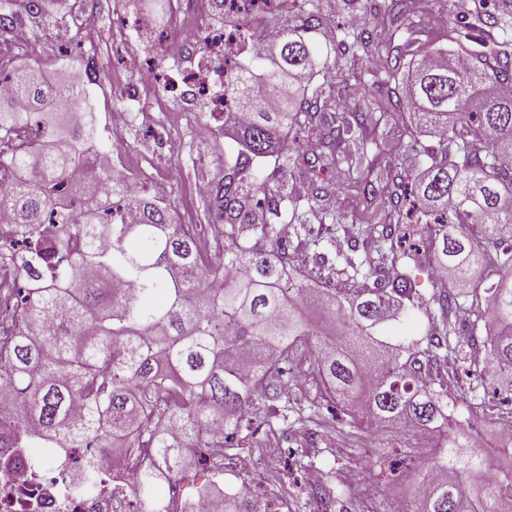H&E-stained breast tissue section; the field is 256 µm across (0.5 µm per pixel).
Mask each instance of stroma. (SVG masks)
Segmentation results:
<instances>
[{
  "mask_svg": "<svg viewBox=\"0 0 512 512\" xmlns=\"http://www.w3.org/2000/svg\"><path fill=\"white\" fill-rule=\"evenodd\" d=\"M384 0H287L283 9L274 11V20H288L300 24L306 12L318 9L326 28L335 30L336 40L324 36L312 40L317 63L332 66L333 87L329 91L332 109L351 112L358 108L362 97L358 84H366L381 122L372 133L375 141L368 150L369 157L400 158L409 177H416L430 164L429 150L438 148V136L430 128L418 129L407 115L388 108V86L381 68L384 58L370 61L362 55L345 56L339 48V38L354 29L360 17H378L372 26L373 35L390 30L391 36L383 41L384 50L407 45L414 53H422L431 41L447 47L449 58H456L457 46L451 36L463 31L481 37L484 41L512 35V0H488L487 9L505 11L507 30H487L483 20L476 15H461L442 0H406L411 13L430 17V24L403 29L393 21L391 14L382 8ZM46 13L72 17L69 29L51 26L31 28L29 54L37 59L49 82L61 78L55 64L60 46H67L73 65L95 63L102 73L98 86L90 90L87 107L96 117L122 109L128 112V121L113 128L112 136L100 142L103 151H111L113 142H120L129 165L121 169V176L136 172L148 192L158 193L170 204L172 215L179 224H208L213 214L205 196L190 193L193 184L215 182L224 175L228 162L234 158L238 146L230 138L218 136L217 140L202 143L195 136V127L202 120L199 112L184 111L180 102L166 98L161 86H136L134 97H126L127 84H135L134 74H122L126 58L134 52L150 54L154 66L161 73L174 76L190 67L202 55L204 44L196 42L193 49L182 43V29L169 13L160 11L155 0H43ZM95 17V26L83 31L75 19L83 13ZM149 18V27L132 25L131 17ZM341 59V66H334V59ZM417 142V150H410V142ZM261 177L277 176L288 185L289 194L298 200H307L314 181L334 183L333 213L339 214L341 223L311 215L307 224L309 246L291 242V262L313 276L317 283L331 281L343 285L342 275L347 262L370 259L372 267L383 264L377 252V237L368 228L374 217L382 211L387 200L382 188L386 177L372 174L361 181L346 178L327 167L311 176L291 168L275 170L273 162L260 166ZM407 272L415 281L419 293L403 335L420 338L433 329L425 313L433 297L439 293L431 276V261L426 254L409 253ZM467 326L474 330L475 342L464 345L458 355L450 356L429 365L433 378L441 380L448 388L449 397L458 399L469 383L470 368L484 363L485 350L482 338L489 332L486 318L466 312L453 317L452 329ZM250 447L242 465L225 473V485L249 483L255 489L256 499L286 501L293 512H317L316 503L309 489L301 481V474L293 465V455L301 451L311 457L316 470L322 473L323 485L332 491L335 505L332 512H394L395 508L408 507L416 497L418 476L414 458L424 453L428 437L419 431H408L397 425H349L344 411L336 406L322 408L317 425H289L287 432L258 429L244 438Z\"/></svg>",
  "mask_w": 512,
  "mask_h": 512,
  "instance_id": "1",
  "label": "stroma"
}]
</instances>
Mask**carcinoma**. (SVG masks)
Masks as SVG:
<instances>
[{"instance_id":"obj_1","label":"carcinoma","mask_w":512,"mask_h":512,"mask_svg":"<svg viewBox=\"0 0 512 512\" xmlns=\"http://www.w3.org/2000/svg\"><path fill=\"white\" fill-rule=\"evenodd\" d=\"M29 13L55 26L41 0ZM324 27L316 12L281 32L258 57L236 65L226 86L238 112L224 113L240 145L224 179L213 186L206 225L219 249L202 253L194 227L174 222L167 204L146 190L130 191L108 171L84 185L72 183L80 165L95 157L75 151L95 133L93 113L61 132L56 113L77 111L85 90L69 80L46 85L40 64L16 57L0 70L20 112L0 100V167L19 179L0 191L17 238L0 241V266H13L34 283L24 289L11 343L0 344V448H41L45 459L67 471L74 492L98 482L93 455L69 466L74 448H152L156 463L134 473L146 497H155L160 477L179 481L198 463L227 471L238 455L236 437L258 422L263 403L288 385L298 350L313 354L305 373L320 400L348 403L360 396L364 409L350 422L381 426L403 423L435 430L430 454L439 477L420 493L416 512H512V473L490 480L491 465L465 428L452 422L448 389L423 382L422 361L448 358L462 341L448 330V315L460 311L454 289L481 266L485 283L472 286L470 307L487 316L496 332L486 342V362L506 389L512 388V94L486 89L512 85V40L467 57L465 68L448 64L439 49L404 63L397 53L385 69L394 84L390 107L410 112L418 125L440 133L431 164L416 178L420 217L427 224L430 260L448 276V287L430 312L442 327L424 339L391 342L389 328L403 322L404 302L415 288L402 273L373 277L353 268L349 286L320 288L293 267L281 238V209L288 201L280 180L262 179L255 162L280 158L294 169H314L325 158L347 170L367 155L366 131L378 124L369 100L350 115L330 112L323 85L306 88L314 54L307 34ZM353 45L362 53L379 47L361 26ZM266 64L255 72L253 63ZM412 67L403 76L404 66ZM314 126L327 152H288V134ZM380 248L391 265L407 230L404 166L392 163ZM265 208L263 224L252 210ZM138 222H123L120 210ZM464 224L470 232H454ZM224 512H254L239 491L224 492Z\"/></svg>"}]
</instances>
